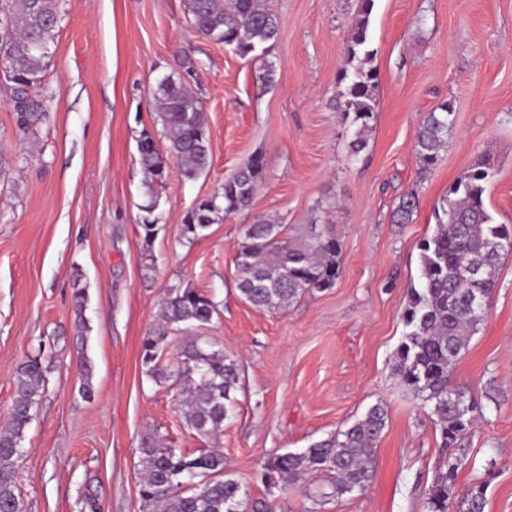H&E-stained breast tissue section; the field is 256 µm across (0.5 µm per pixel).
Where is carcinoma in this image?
<instances>
[{
    "label": "carcinoma",
    "mask_w": 512,
    "mask_h": 512,
    "mask_svg": "<svg viewBox=\"0 0 512 512\" xmlns=\"http://www.w3.org/2000/svg\"><path fill=\"white\" fill-rule=\"evenodd\" d=\"M64 0H0V73L7 82L8 104L15 113L20 134L34 132L45 122L48 108L38 91L47 67L50 48L59 32ZM374 0H360L347 47V63L338 83L337 108L357 125L351 151L367 146L377 103V72L371 66L369 25ZM191 27L196 33L233 46L241 57L266 52L278 36L279 25L265 0H189ZM183 73L158 81L153 109L168 140L167 153L174 156L179 172L193 179L210 167L208 121L199 98L183 81L196 72L187 56L179 61ZM454 111L448 104L424 117L416 138L415 154L424 168L433 166L447 144ZM139 152L148 184L165 178V162L153 136L146 132ZM264 163L258 156L224 182L221 191L199 200L181 224V236L192 243L219 215H231L249 206L262 179ZM490 168H477L448 188L434 207L436 228L420 245L419 283L410 285L402 319L405 326L395 352L396 370L402 383L436 417L440 430V461L425 490V512H484L485 489L479 485L461 498L454 487L464 457L463 440L474 425L475 403H466L462 393L450 388V370L469 345L485 312L471 301L489 302L495 287V272L504 251L495 243L512 239V230L497 224L485 206V184ZM157 199L144 206L140 224L143 242L156 235ZM418 206V194L405 192L394 212V222L409 224ZM245 245L237 254V283L242 298L269 311H282L306 290L332 287L340 271V244L306 224L288 235V225L260 217L244 228ZM476 266L474 277L462 275ZM218 315L213 298L193 288L173 287L163 302L160 328L141 341L140 362L144 373L158 383L168 378L161 365L162 345L174 325L203 328ZM81 396L94 398L93 367L81 361ZM182 382L184 418L198 434L210 437L224 427L240 388L237 361L209 345L192 342L174 370ZM16 390L6 420L0 424V512H25L17 486L16 464L33 410L48 386L47 367L40 358H30L16 372ZM386 411L380 404L347 430L317 442L302 453L270 457L264 464L265 478L274 483L299 480L317 471L330 475L331 495L361 491L376 466L374 445L385 427ZM139 495L144 505L157 512H239L241 485L224 476V454L206 450L186 456L168 446L158 434L141 438Z\"/></svg>",
    "instance_id": "obj_1"
}]
</instances>
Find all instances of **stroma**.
<instances>
[{"instance_id": "obj_1", "label": "stroma", "mask_w": 512, "mask_h": 512, "mask_svg": "<svg viewBox=\"0 0 512 512\" xmlns=\"http://www.w3.org/2000/svg\"><path fill=\"white\" fill-rule=\"evenodd\" d=\"M279 35L266 60L243 58L197 34L188 0H65L41 89L49 117L19 136L0 86V421L28 358L48 367V390L23 442L18 488L26 512H142L139 442L156 433L194 456L217 448L242 486V512H423L441 439L429 409L393 367L421 240L436 227L449 186L490 165L485 203L512 227V0H374L370 47L378 75L366 148L336 107L358 0H268ZM197 63L192 88L207 114L212 162L183 178L167 157L147 183L138 143L167 140L150 101L156 81ZM272 64L274 84L259 74ZM454 107L437 163L422 170L414 141L427 112ZM262 183L249 208L181 237L184 215L256 154ZM417 190L412 223L393 212ZM158 196L160 229L145 245L139 222ZM277 216L318 221L339 242L332 288L286 310L243 300L235 264L245 225ZM209 294L219 314L201 329L170 330L162 364L203 337L239 363L241 387L217 436L191 429L178 386L148 378L144 336L170 287ZM88 323L77 349L76 291ZM95 396L80 394V355ZM451 388L474 399L457 494L486 485L485 512H512V252L504 254L478 331L454 364ZM386 411L375 471L364 490L320 496L322 474L269 487L272 455L300 453L345 430L373 405Z\"/></svg>"}]
</instances>
